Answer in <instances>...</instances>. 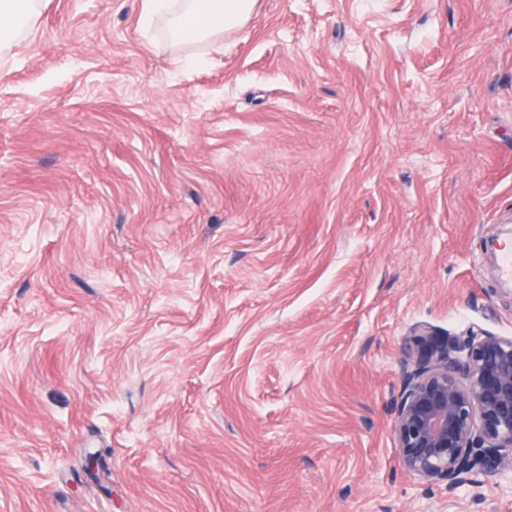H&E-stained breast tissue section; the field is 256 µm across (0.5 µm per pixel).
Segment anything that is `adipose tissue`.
<instances>
[{
	"mask_svg": "<svg viewBox=\"0 0 512 512\" xmlns=\"http://www.w3.org/2000/svg\"><path fill=\"white\" fill-rule=\"evenodd\" d=\"M37 0H0V50L13 47L31 27ZM252 0H145L142 23L152 27L166 18L176 40H207L241 26L250 16Z\"/></svg>",
	"mask_w": 512,
	"mask_h": 512,
	"instance_id": "adipose-tissue-1",
	"label": "adipose tissue"
}]
</instances>
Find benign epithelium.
<instances>
[{"mask_svg":"<svg viewBox=\"0 0 512 512\" xmlns=\"http://www.w3.org/2000/svg\"><path fill=\"white\" fill-rule=\"evenodd\" d=\"M400 363L393 433L400 465L452 494L475 474L512 471V336L444 340L420 327Z\"/></svg>","mask_w":512,"mask_h":512,"instance_id":"benign-epithelium-1","label":"benign epithelium"}]
</instances>
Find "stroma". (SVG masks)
Listing matches in <instances>:
<instances>
[{"label":"stroma","mask_w":512,"mask_h":512,"mask_svg":"<svg viewBox=\"0 0 512 512\" xmlns=\"http://www.w3.org/2000/svg\"><path fill=\"white\" fill-rule=\"evenodd\" d=\"M143 2L0 52V512H512L392 431L416 325L512 336V0ZM142 24L150 28L156 18H166L177 41L208 40L222 31L241 26L250 16L251 0H145ZM206 17L202 26L186 20Z\"/></svg>","instance_id":"obj_1"}]
</instances>
